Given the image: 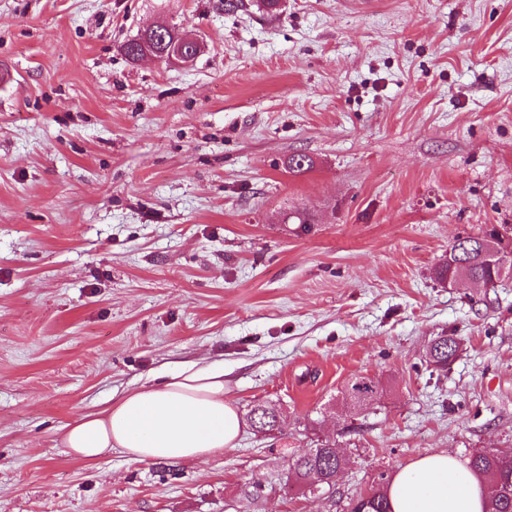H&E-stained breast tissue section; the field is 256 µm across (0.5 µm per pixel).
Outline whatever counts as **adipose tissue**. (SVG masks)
I'll list each match as a JSON object with an SVG mask.
<instances>
[{
  "label": "adipose tissue",
  "instance_id": "1",
  "mask_svg": "<svg viewBox=\"0 0 512 512\" xmlns=\"http://www.w3.org/2000/svg\"><path fill=\"white\" fill-rule=\"evenodd\" d=\"M241 428L223 369L184 366L66 425L61 442L86 461L117 449L137 462H183L234 445ZM387 493L392 512H486L488 502L487 486L444 451L403 467Z\"/></svg>",
  "mask_w": 512,
  "mask_h": 512
}]
</instances>
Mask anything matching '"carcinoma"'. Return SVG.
Segmentation results:
<instances>
[{
  "label": "carcinoma",
  "mask_w": 512,
  "mask_h": 512,
  "mask_svg": "<svg viewBox=\"0 0 512 512\" xmlns=\"http://www.w3.org/2000/svg\"><path fill=\"white\" fill-rule=\"evenodd\" d=\"M153 37L145 39L138 35L125 41L122 51L132 60H138L144 48L161 49L163 38L170 37L164 23L156 25ZM496 232L489 231L481 236H467L458 239L448 250V259L435 268L436 279L443 283L461 272L470 279L495 287L500 280L499 268L482 255L483 245L494 238ZM461 339L456 336L438 337L428 353L430 366L437 371H446L455 360ZM252 425L260 431H271L278 423V412L268 405L258 404L249 413ZM343 459L336 454V444L324 440L318 448H307L295 456L291 463L296 481L308 486L319 483L332 486L336 471L342 467ZM468 468L491 489L488 512H512V461L498 453L479 451L473 453ZM365 512H390L386 491L379 488L371 497L359 505Z\"/></svg>",
  "instance_id": "obj_1"
}]
</instances>
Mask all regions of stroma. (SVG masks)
I'll list each match as a JSON object with an SVG mask.
<instances>
[{
  "mask_svg": "<svg viewBox=\"0 0 512 512\" xmlns=\"http://www.w3.org/2000/svg\"><path fill=\"white\" fill-rule=\"evenodd\" d=\"M162 21L203 52L128 60ZM503 224L512 0H0V512H347L421 456L512 453V281L432 279ZM189 364L277 428L190 463L63 448ZM327 438L313 494L289 466ZM461 339L457 336H439L428 353V362L437 371H446L455 360ZM252 425L259 431H272L278 423V412L268 405H255L249 413Z\"/></svg>",
  "mask_w": 512,
  "mask_h": 512,
  "instance_id": "35a3bbf8",
  "label": "stroma"
}]
</instances>
